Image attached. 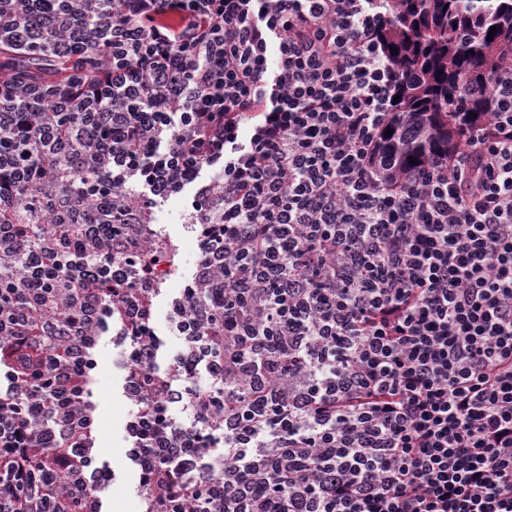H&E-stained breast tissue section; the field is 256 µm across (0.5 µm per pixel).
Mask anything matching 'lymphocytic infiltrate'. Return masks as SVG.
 <instances>
[{"label": "lymphocytic infiltrate", "mask_w": 512, "mask_h": 512, "mask_svg": "<svg viewBox=\"0 0 512 512\" xmlns=\"http://www.w3.org/2000/svg\"><path fill=\"white\" fill-rule=\"evenodd\" d=\"M377 0H0V512H103L108 339L142 512H512V59L454 152L383 182ZM66 156L87 190L63 189ZM38 197H31V183ZM186 197L191 273L162 297ZM165 306H158V298ZM174 338L159 367L161 335ZM19 52L15 54L7 49V52H2L1 56L7 67L17 70L22 75L39 73L46 82L51 83L71 71V63L57 59L44 47L33 45ZM184 208L185 201L182 197H174L166 201L159 208L158 225L155 228L158 231H164L177 236L183 254L187 258H191L195 252V246L192 241L194 238L186 231L182 224ZM0 224H18L23 236L36 243L42 232L39 217L32 211H20L11 214H0Z\"/></svg>", "instance_id": "f902f5d3"}]
</instances>
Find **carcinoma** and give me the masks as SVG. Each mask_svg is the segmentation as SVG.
<instances>
[{
  "mask_svg": "<svg viewBox=\"0 0 512 512\" xmlns=\"http://www.w3.org/2000/svg\"><path fill=\"white\" fill-rule=\"evenodd\" d=\"M387 20L378 37L397 76L393 133L382 135L379 156L383 180L456 149L464 130L480 123L485 100L474 89L512 58V0H382ZM497 32L487 40L491 27ZM7 67L28 76L39 73L54 82L71 63L33 45L20 53L3 52ZM0 224H17L35 243L42 224L32 211L0 214Z\"/></svg>",
  "mask_w": 512,
  "mask_h": 512,
  "instance_id": "obj_1",
  "label": "carcinoma"
}]
</instances>
